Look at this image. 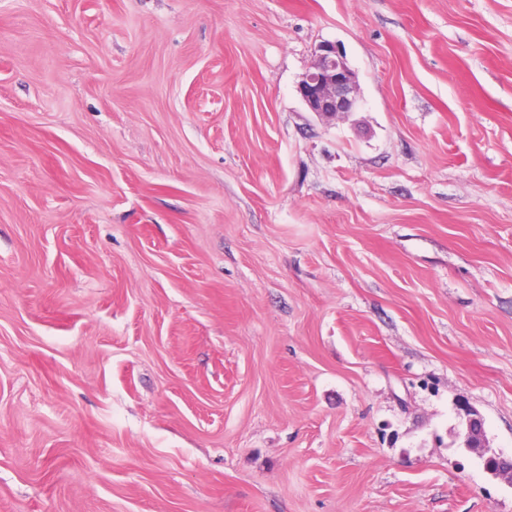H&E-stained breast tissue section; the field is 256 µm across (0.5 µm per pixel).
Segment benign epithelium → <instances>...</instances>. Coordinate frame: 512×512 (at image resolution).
Masks as SVG:
<instances>
[{"mask_svg":"<svg viewBox=\"0 0 512 512\" xmlns=\"http://www.w3.org/2000/svg\"><path fill=\"white\" fill-rule=\"evenodd\" d=\"M297 90L309 111L327 121L343 118L359 108L357 74L344 52L332 43L317 47Z\"/></svg>","mask_w":512,"mask_h":512,"instance_id":"7a95c632","label":"benign epithelium"}]
</instances>
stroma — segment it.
Segmentation results:
<instances>
[{
	"mask_svg": "<svg viewBox=\"0 0 512 512\" xmlns=\"http://www.w3.org/2000/svg\"><path fill=\"white\" fill-rule=\"evenodd\" d=\"M0 512H512V0H0ZM297 90L309 111L327 121L343 118L359 108L357 74L344 52L332 43L317 47Z\"/></svg>",
	"mask_w": 512,
	"mask_h": 512,
	"instance_id": "obj_1",
	"label": "stroma"
}]
</instances>
